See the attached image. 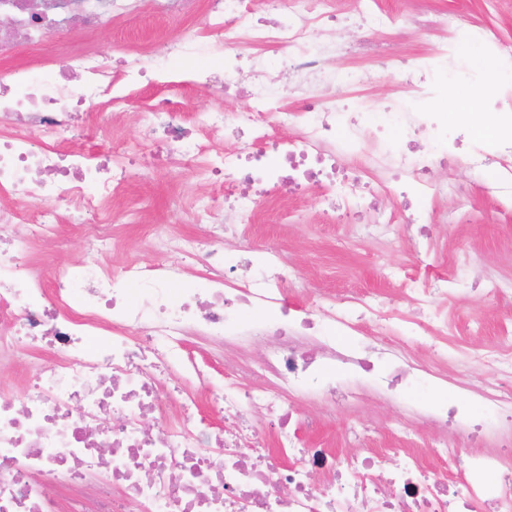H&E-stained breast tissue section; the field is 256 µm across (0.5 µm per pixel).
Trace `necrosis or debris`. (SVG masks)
Returning <instances> with one entry per match:
<instances>
[{
  "label": "necrosis or debris",
  "mask_w": 512,
  "mask_h": 512,
  "mask_svg": "<svg viewBox=\"0 0 512 512\" xmlns=\"http://www.w3.org/2000/svg\"><path fill=\"white\" fill-rule=\"evenodd\" d=\"M131 0H0V17L17 35L0 37V367L34 357L21 394L0 395V512H512V322L490 344L469 347L433 296L451 292L452 276L398 269L403 285L388 310L362 294L323 295L307 305L297 276L278 251L244 259L226 253V239L250 228L278 187L320 190L326 212L358 215L362 190L379 188L396 207L406 242L424 247L430 225L419 218L432 191L433 169L461 145L448 136L449 76L458 45L447 16L421 20L429 52L409 70L393 69L404 89L373 125L377 103L360 94V72L325 68L345 18L334 0H202V18L162 53L111 54L76 49L61 60L18 57L19 42L38 47L79 17L95 30L128 14ZM229 32L233 50L218 63L244 95L246 111L209 107L185 120L164 99L139 113L135 145L118 149L112 115L125 88L150 72L188 73L210 88L217 76L195 60L211 51L209 33ZM303 93L297 105L275 94L284 68ZM493 102L494 136L473 141V168L495 166L490 186L512 206V81L489 71L482 88ZM89 109L100 143L68 148L74 122ZM296 129L293 139L282 130ZM236 144L225 148L226 136ZM211 186L179 204L198 232L147 236L151 252L195 258L202 274L182 287L176 264L126 263L112 268L113 203L127 191V173L146 150ZM97 224L87 248L96 261L61 269L46 281L29 251L60 225ZM252 275L242 278L240 267ZM205 336L234 345L266 344L252 367H224L212 386L183 353V339ZM484 368L481 382L447 397L448 356ZM195 377L181 418H169L165 380ZM210 395L202 411L199 391ZM393 405L394 432L436 429L430 445L407 448L397 464L371 448L372 431L349 425L348 452L312 448L303 440L318 425L297 413L313 397L325 411L356 407L370 396ZM226 420L212 423L213 414ZM277 428L273 446L248 440V416ZM152 419L145 427L144 419ZM112 486L121 507L88 502V485Z\"/></svg>",
  "instance_id": "1"
}]
</instances>
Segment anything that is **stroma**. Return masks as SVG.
Segmentation results:
<instances>
[{"instance_id": "stroma-1", "label": "stroma", "mask_w": 512, "mask_h": 512, "mask_svg": "<svg viewBox=\"0 0 512 512\" xmlns=\"http://www.w3.org/2000/svg\"><path fill=\"white\" fill-rule=\"evenodd\" d=\"M383 4L393 13L396 24L379 33L378 39L388 51L406 62L430 47L429 40L415 24L421 15L430 17L445 12L455 18L460 27L481 26L493 31L501 40L512 42V0H383ZM188 24V19L180 15L158 12L152 0H137L136 13L129 20L103 24L89 38L75 29L60 30L52 35L51 41L79 43L88 38L96 48L120 57L157 39L176 37ZM336 37L342 45V53L330 61V68L359 69L366 76L365 92L377 100L396 95L395 76L367 51L368 35L364 30L349 27L337 31ZM163 98L184 101L192 111L212 104L221 105L228 112L246 108L245 99L222 96L212 90L148 84L136 91L135 106L119 117L123 136L131 139L137 136L138 102ZM492 178V173H478L470 167L466 157H458L448 170L438 172L435 177L436 182H447V195L435 194L430 199L433 241L428 262L436 272L457 273L458 290L444 298L443 303L448 307L449 316L470 325L466 342L471 346L487 344L503 318L512 313V295L489 297L469 288L474 279L512 285V210L500 208L487 193L486 186ZM203 190V184L161 164L155 167L149 181L132 179L117 207L141 212L144 221L116 224L115 230L122 235L124 248L113 255V263L143 258L142 238L150 225H158L159 229L175 235L194 232V225L175 213L174 206L177 199ZM461 202L471 211L470 223L443 222V213L454 211ZM287 207L302 214V221L293 224L271 212L262 214L252 237L246 241L247 246L280 248L285 260L302 272L304 285L313 291L346 296L370 293L385 299L397 296L399 283L392 279V270L416 263L413 248L398 235L373 236L368 226L362 224L324 223L312 193L289 200ZM184 344L218 381L224 378L225 358L247 362L262 353L258 345L226 349L198 336L186 337ZM396 417V409L389 404L368 405L325 420L311 439L338 448L348 422H376L386 427Z\"/></svg>"}]
</instances>
